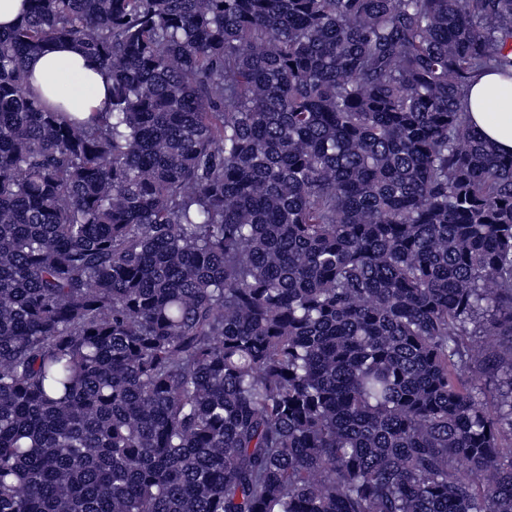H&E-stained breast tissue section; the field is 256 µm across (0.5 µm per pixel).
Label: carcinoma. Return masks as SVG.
<instances>
[{
	"mask_svg": "<svg viewBox=\"0 0 512 512\" xmlns=\"http://www.w3.org/2000/svg\"><path fill=\"white\" fill-rule=\"evenodd\" d=\"M0 31V512H512V0H28ZM73 43L80 121L28 90ZM31 91L50 101H61L67 112L88 119L100 112L110 83L107 70L68 44L28 58ZM470 125L500 153L512 154V79L488 72L477 76L464 100Z\"/></svg>",
	"mask_w": 512,
	"mask_h": 512,
	"instance_id": "obj_1",
	"label": "carcinoma"
}]
</instances>
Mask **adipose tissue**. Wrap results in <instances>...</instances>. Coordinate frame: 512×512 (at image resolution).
<instances>
[{
    "label": "adipose tissue",
    "mask_w": 512,
    "mask_h": 512,
    "mask_svg": "<svg viewBox=\"0 0 512 512\" xmlns=\"http://www.w3.org/2000/svg\"><path fill=\"white\" fill-rule=\"evenodd\" d=\"M35 94L61 101L67 112L86 119L100 111L110 83L107 70L78 46H55L28 58ZM471 126L499 152L512 154V79L488 72L477 76L464 100Z\"/></svg>",
    "instance_id": "ef3b65f1"
}]
</instances>
